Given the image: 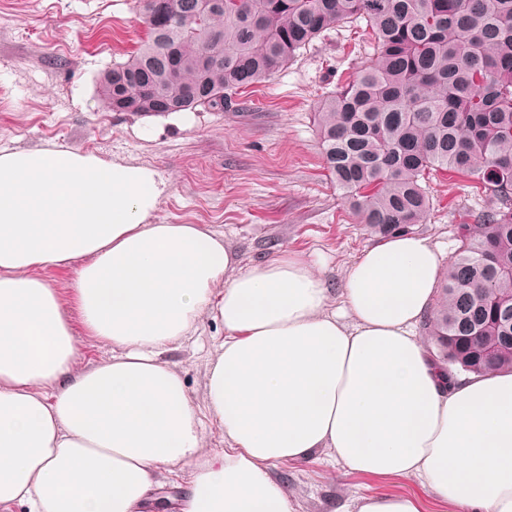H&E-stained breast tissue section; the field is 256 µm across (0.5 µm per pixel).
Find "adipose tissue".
I'll return each mask as SVG.
<instances>
[{"label":"adipose tissue","instance_id":"adipose-tissue-1","mask_svg":"<svg viewBox=\"0 0 512 512\" xmlns=\"http://www.w3.org/2000/svg\"><path fill=\"white\" fill-rule=\"evenodd\" d=\"M166 188L148 166L0 149V512H149L173 462L193 470L181 512H292L268 465L321 448L353 472L418 476L457 512H512V373L447 382L417 335L436 247L397 235L367 248L331 311L301 261L239 274L222 237L152 223ZM73 262L86 329L121 349L83 373L54 291L27 274ZM209 307L226 336L207 406L233 446L204 461L162 353Z\"/></svg>","mask_w":512,"mask_h":512}]
</instances>
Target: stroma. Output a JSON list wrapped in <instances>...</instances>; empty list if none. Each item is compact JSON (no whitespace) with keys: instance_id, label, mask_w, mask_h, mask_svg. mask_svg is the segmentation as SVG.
<instances>
[{"instance_id":"35a3bbf8","label":"stroma","mask_w":512,"mask_h":512,"mask_svg":"<svg viewBox=\"0 0 512 512\" xmlns=\"http://www.w3.org/2000/svg\"><path fill=\"white\" fill-rule=\"evenodd\" d=\"M147 36L135 0H0V149L65 148L93 152L157 170L168 183L155 220L196 224L222 235L238 271L295 258L330 288L329 309L341 305L340 282L376 242L341 197L322 154L315 112L372 51L365 22L348 23L306 46L269 81L236 96L221 112L142 115L101 108L98 81L125 62ZM431 209L419 237L444 258L459 246L457 227L474 223L490 202L474 179L446 171L426 181ZM76 264L34 267L62 304L81 373L118 349L86 330L74 288ZM224 324L201 311L191 332L163 359L180 376L201 425V455H223L229 441L207 409L210 368L221 352ZM268 470L292 512H340L363 495H409L420 512H454L415 477L353 472L329 449L309 461H275ZM189 468L159 466L153 496L164 512H180Z\"/></svg>"}]
</instances>
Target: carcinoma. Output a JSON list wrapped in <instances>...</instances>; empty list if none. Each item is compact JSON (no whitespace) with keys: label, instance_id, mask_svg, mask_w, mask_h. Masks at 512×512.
Returning a JSON list of instances; mask_svg holds the SVG:
<instances>
[{"label":"carcinoma","instance_id":"cac0c4a2","mask_svg":"<svg viewBox=\"0 0 512 512\" xmlns=\"http://www.w3.org/2000/svg\"><path fill=\"white\" fill-rule=\"evenodd\" d=\"M177 17L99 82L112 112H222L340 23L366 20L374 53L317 110L326 169L380 237L412 234L433 169L474 177L492 206L458 225L429 356L456 371L512 370V0H173Z\"/></svg>","mask_w":512,"mask_h":512}]
</instances>
